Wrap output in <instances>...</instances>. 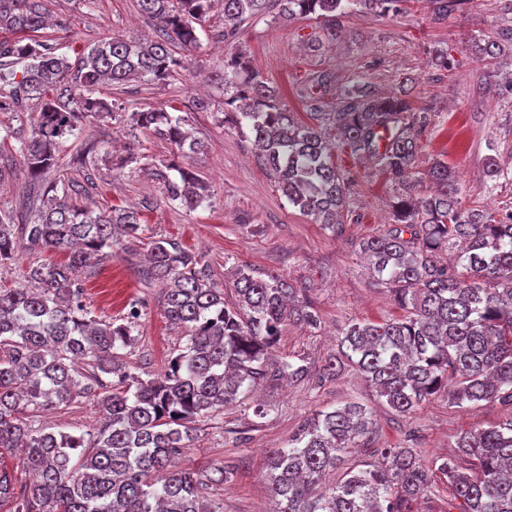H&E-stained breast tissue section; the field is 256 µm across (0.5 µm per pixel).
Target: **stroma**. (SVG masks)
<instances>
[{"label": "stroma", "instance_id": "35a3bbf8", "mask_svg": "<svg viewBox=\"0 0 512 512\" xmlns=\"http://www.w3.org/2000/svg\"><path fill=\"white\" fill-rule=\"evenodd\" d=\"M45 7L66 25L40 30L39 35L72 62L94 42L151 39L156 33L137 0H94L90 6L85 0H45ZM341 25L340 36L331 41L322 20L283 22L267 16L246 24L236 42L227 44L221 38L223 14L211 12L196 52L168 82L97 85L93 97L125 109V117L84 121L61 144L57 165L39 179L14 168L0 181V211L16 210L22 201L33 209L47 192L62 191L73 203L95 211L137 210L144 237L180 241L209 264L216 286L223 290H230V273L238 265L249 266L262 278L280 276L306 289L321 324L315 329L284 326L272 358L302 359L319 369L336 352L349 322L375 321L397 312L386 289L370 278L359 244L387 228V204L400 188L332 134L333 159L354 182L342 232L325 229L289 204L274 177L255 160L246 134L222 121V77L229 53L242 52L278 88L283 106L301 117L314 107L333 111L340 83L364 81L383 97L410 86L414 107L432 116L415 158L416 176H424L435 161H445L458 176L462 207L512 212V174L495 185L484 174V158L492 147L502 165L512 167V45L504 44L505 54L494 66L474 47L478 41H499L512 28L501 0H463L444 20L436 19L430 0H405L402 12H356L343 17ZM437 47L447 50V66L433 64L431 53ZM322 71L333 74L334 83L318 84L315 76ZM200 99L210 100L212 110H196ZM161 107L178 110L208 145L195 163L208 197L192 210L170 201L164 180L147 165L152 157L170 155L172 146L152 131L131 126L127 118L133 111ZM145 270L140 257L116 247L77 274L92 316L107 321L133 318L134 341L119 354L131 373L144 378L162 373L169 358L187 344L184 329L165 317L162 290L145 277ZM349 401L372 407L373 431L365 444L346 454L348 468L371 462L373 449L395 445L414 449L429 465L453 454L462 431L512 418V409L500 404L457 407L444 394L399 417L377 403L368 383L348 368L319 385L277 381L258 386L239 403L202 418L179 462L197 471L224 465L233 470L231 482H212L203 490L207 501L224 512H268V450L287 447L313 414ZM259 404L268 411L262 420L253 414ZM99 417L94 402L83 399L69 410L41 413L38 424L90 432Z\"/></svg>", "mask_w": 512, "mask_h": 512}]
</instances>
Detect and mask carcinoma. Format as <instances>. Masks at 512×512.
Listing matches in <instances>:
<instances>
[{
  "mask_svg": "<svg viewBox=\"0 0 512 512\" xmlns=\"http://www.w3.org/2000/svg\"><path fill=\"white\" fill-rule=\"evenodd\" d=\"M224 41L232 42L255 18L315 16L336 35L340 19L355 12L385 14L402 0H220ZM215 0H138L156 21L150 41L101 40L72 66L46 40L41 0H0V112L37 99L31 135L14 148L24 170L37 176L55 166L59 145L82 120L115 119L111 103L86 95L106 81L137 77L163 83L185 64L178 47L199 46L198 29ZM23 64L21 70L15 65ZM224 122L252 134L257 159L271 171L288 202L328 227L340 229L348 182L333 161L321 125L281 109L278 90L240 56L224 65ZM54 86L69 92L62 104L47 98ZM133 125L162 135L176 156L193 158L207 144L184 129L186 120L163 108L131 113ZM334 128L352 154L377 162L402 186L392 204V226L360 248L377 282L403 315L381 322H351L339 350L318 371L282 359L270 361L281 330L310 328L319 317L300 299L301 289L248 266L233 272L234 301L215 286L209 264L172 238L146 243L148 274L163 286L164 314L186 330L188 344L163 374L133 376L117 349L131 343V323L88 316L75 272L96 255L141 242L135 211L94 213L68 197H53L16 224L0 213V268L21 250H50L61 262L31 268L29 286L0 288V451L21 449L32 482L20 484L0 463V504L12 512H214L205 503L202 474L174 459L202 418L239 401L260 382L338 377L353 365L376 397L409 415L442 390L458 406L481 401L512 407V213L464 209L454 173L438 162L429 171L433 191L411 193L408 181L419 147L418 131L430 121L403 97L379 98L364 82L341 90ZM389 132L386 147L379 131ZM169 198L184 206L204 199L205 183L175 159L152 160ZM488 179L507 176L499 156L485 157ZM176 172L175 178L169 172ZM79 398L99 407L88 435L45 431L38 414L65 409ZM372 412L349 402L320 412L288 447L271 452L266 483L276 512H411L410 501L448 478L459 512H512V418L459 434L458 454L424 465L411 448H378L377 460L344 472L320 491L343 454L369 435Z\"/></svg>",
  "mask_w": 512,
  "mask_h": 512,
  "instance_id": "cac0c4a2",
  "label": "carcinoma"
}]
</instances>
